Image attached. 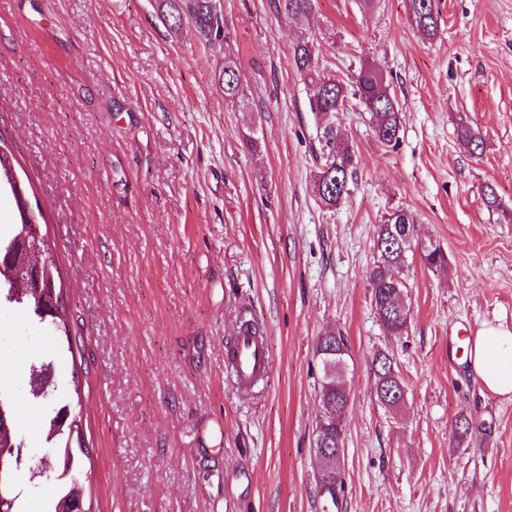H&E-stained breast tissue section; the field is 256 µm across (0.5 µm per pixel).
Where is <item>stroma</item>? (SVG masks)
<instances>
[{"label": "stroma", "mask_w": 512, "mask_h": 512, "mask_svg": "<svg viewBox=\"0 0 512 512\" xmlns=\"http://www.w3.org/2000/svg\"><path fill=\"white\" fill-rule=\"evenodd\" d=\"M217 6L227 37L208 41L169 30L154 0H0V135L45 216L71 325L66 336L0 307L19 479L48 451L49 404L28 399L25 375L47 357L59 394L80 400L92 512H512V395L485 388L467 351L482 328H512V0H440L432 39L408 0H318L307 21L271 0ZM304 32L327 73L347 82L378 64L400 104L393 149L359 104L343 113L359 163L333 209L313 192L317 120L291 63ZM228 54L237 104L217 81ZM462 120L482 154L459 144ZM395 208L448 255L437 271L409 258L400 337L368 288ZM248 319L272 372L241 392L227 349ZM329 331L351 355L330 509L314 453L315 349ZM379 352L405 384L395 410L374 395ZM462 415L477 427L463 439Z\"/></svg>", "instance_id": "35a3bbf8"}]
</instances>
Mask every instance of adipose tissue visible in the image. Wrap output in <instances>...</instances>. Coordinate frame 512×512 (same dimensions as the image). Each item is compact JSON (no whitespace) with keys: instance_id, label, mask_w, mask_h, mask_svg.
I'll return each mask as SVG.
<instances>
[{"instance_id":"ef3b65f1","label":"adipose tissue","mask_w":512,"mask_h":512,"mask_svg":"<svg viewBox=\"0 0 512 512\" xmlns=\"http://www.w3.org/2000/svg\"><path fill=\"white\" fill-rule=\"evenodd\" d=\"M470 363L488 390L512 394V328L498 325L481 329L473 339Z\"/></svg>"}]
</instances>
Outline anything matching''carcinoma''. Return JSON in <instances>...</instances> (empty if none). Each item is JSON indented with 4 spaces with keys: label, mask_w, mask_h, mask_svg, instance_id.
<instances>
[{
    "label": "carcinoma",
    "mask_w": 512,
    "mask_h": 512,
    "mask_svg": "<svg viewBox=\"0 0 512 512\" xmlns=\"http://www.w3.org/2000/svg\"><path fill=\"white\" fill-rule=\"evenodd\" d=\"M408 2L412 23L426 37L435 38L440 25L437 0ZM316 3L317 0H273V8L277 14L289 18H308L314 14ZM155 5L158 18L172 30L178 31L188 22L206 39L217 37L224 30L223 15L212 6V0H155ZM292 64L297 73L313 86L309 108L318 116L316 136L322 153L326 154L314 175V188L322 206L332 209L349 197L351 185L357 178L358 164L355 151L341 137L338 115L347 110L351 100L358 101L369 115L376 140L381 146L394 149L399 144V103L390 92L383 70L374 63L361 66L349 84L324 74L314 39L309 36L300 38L294 44ZM218 84L226 100L234 102L245 95L240 70L230 55L224 56V69L218 75ZM457 137L460 145L471 154L483 149L480 135L463 120L457 125ZM413 223L415 217L404 209H395L385 216L384 222L377 226V256L368 278L374 313L387 332L394 336L402 335L410 320V309H400L396 304L399 292L406 288L402 274L407 254L419 252L423 265L430 270L442 269L448 263L445 250L438 244L429 241L426 248L417 250L419 237L410 235V225ZM17 276L18 268L14 265L0 269V303H7L39 323L48 322L63 330V333H68L65 312L56 316L46 313L51 289H46V295L37 298L18 287ZM345 348L347 343L344 337L333 332L324 334L317 341V353L322 359H335L337 353ZM52 367L53 361L46 359H35L28 363L32 400L49 397ZM372 369L376 377L374 393L378 402L392 408L398 407L403 397L388 395L390 388L398 389L403 384L393 356L374 355ZM349 402L350 393L339 386L320 385L319 403L326 418L317 425L315 439L322 440L321 447L330 454L336 453V439L344 431L343 419ZM70 405L72 402L67 400L53 403L44 421L46 442L58 451L55 479L60 482L59 492L49 503L46 512H87L86 476L82 473L80 457L70 445L73 434L80 433V412L72 409L67 424L58 426L61 410ZM13 412V395L10 389L0 385V462L4 463L3 478L0 479V507L5 512H20L21 491L14 482V471L21 467V440L11 425ZM342 482V473H331L319 488V493L334 502L337 488Z\"/></svg>",
    "instance_id": "obj_1"
}]
</instances>
